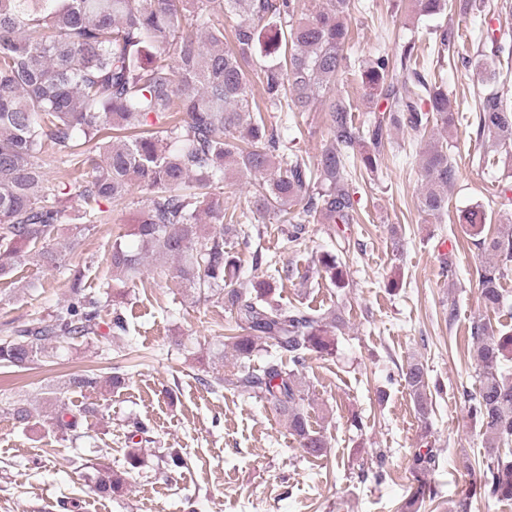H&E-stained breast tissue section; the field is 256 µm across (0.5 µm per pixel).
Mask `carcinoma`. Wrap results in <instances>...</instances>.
<instances>
[{"instance_id":"1","label":"carcinoma","mask_w":512,"mask_h":512,"mask_svg":"<svg viewBox=\"0 0 512 512\" xmlns=\"http://www.w3.org/2000/svg\"><path fill=\"white\" fill-rule=\"evenodd\" d=\"M351 0H0V277L18 264L45 270L65 267L81 237L110 220L105 203L134 206L131 235L118 236L101 281L90 294L81 269L70 270L69 298L45 316L0 336V367L26 370L75 342L98 340L112 349L128 332L122 312L127 285L151 263L184 286L188 296L216 300L230 314L224 350L237 371L216 377L215 388L231 385L271 408L309 456L325 453L324 435L313 428L309 394L301 371L311 354L336 352L332 322L323 314L289 308L274 299L266 279L249 291L234 286L239 261L227 250L247 244L242 225L251 216H282V234L297 243L310 220L356 223L346 183L351 154L367 171L378 167L390 126L425 138L435 127L454 124L448 89L434 73L418 70L412 42L398 59L406 73L388 83L390 59L379 55L361 68L363 84L381 91L385 113L368 125L371 149L357 150L364 137L351 121V104L336 94V80L349 68L344 54ZM422 15L450 10L453 0H416ZM231 19L232 46L224 47V20ZM457 40L443 30L432 38L435 68L456 62ZM488 81L499 78L497 51L461 57ZM330 117L332 142L312 169L296 155L280 152V137L268 112L304 113L314 103ZM178 114L161 130L148 128L149 115ZM479 138L494 147H512V102L491 95L471 112ZM69 168L78 187L71 212L45 190L47 161ZM425 185L423 212L439 218L448 210L455 167L448 144L431 139L421 154ZM254 178L251 209L241 215L224 207V186ZM147 195L131 200L132 188ZM477 247L487 257L479 273L480 298L487 311L504 307L500 281L512 262V225L486 229L483 205L462 211ZM337 288L348 284L346 265L336 254L318 258ZM111 308L107 332L102 312ZM268 355L259 369L257 354ZM470 358L478 385L463 391L467 413L483 437L479 489L487 499L512 501V328L478 320L471 327ZM416 413L425 421L432 391L424 364L414 358L401 368ZM101 375L84 370L65 375L43 403L57 407L56 432L83 437L90 406L76 410L66 395L94 389ZM36 407L19 398L7 409L14 424L33 428ZM431 450L417 452L414 470L436 467ZM144 465L132 448L119 469H95V491L109 498L129 491L131 474Z\"/></svg>"}]
</instances>
